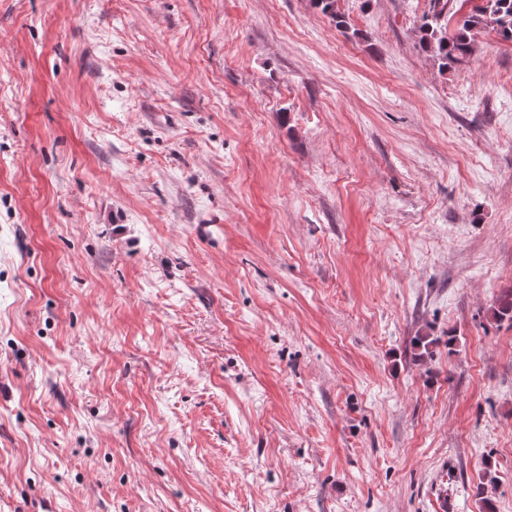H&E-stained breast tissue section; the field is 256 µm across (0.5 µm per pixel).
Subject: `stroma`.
Returning a JSON list of instances; mask_svg holds the SVG:
<instances>
[{"label":"stroma","mask_w":512,"mask_h":512,"mask_svg":"<svg viewBox=\"0 0 512 512\" xmlns=\"http://www.w3.org/2000/svg\"><path fill=\"white\" fill-rule=\"evenodd\" d=\"M338 9L0 0V512H512V43Z\"/></svg>","instance_id":"35a3bbf8"}]
</instances>
